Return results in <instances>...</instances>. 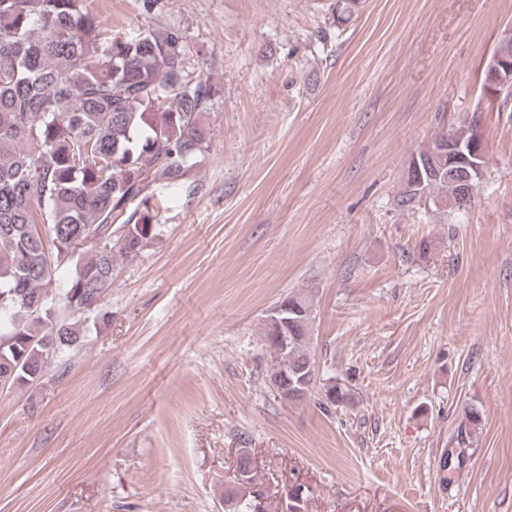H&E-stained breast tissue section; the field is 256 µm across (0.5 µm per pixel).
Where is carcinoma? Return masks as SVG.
Returning a JSON list of instances; mask_svg holds the SVG:
<instances>
[{"instance_id":"obj_1","label":"carcinoma","mask_w":512,"mask_h":512,"mask_svg":"<svg viewBox=\"0 0 512 512\" xmlns=\"http://www.w3.org/2000/svg\"><path fill=\"white\" fill-rule=\"evenodd\" d=\"M186 61L179 33L115 36L94 0H0V385L39 381L51 355L84 342L87 323L110 320L118 262L158 236L150 184H181L188 160L209 152L211 89ZM419 162L423 184L407 166L396 205L461 211L463 184L448 157L427 146ZM60 269L66 286L50 297ZM59 304L83 320L58 317ZM313 319L300 292L267 317L264 342L272 366L286 365L294 401L316 385ZM350 400L340 384L324 386L321 404ZM252 469L249 449H238L224 512H257L266 492Z\"/></svg>"}]
</instances>
